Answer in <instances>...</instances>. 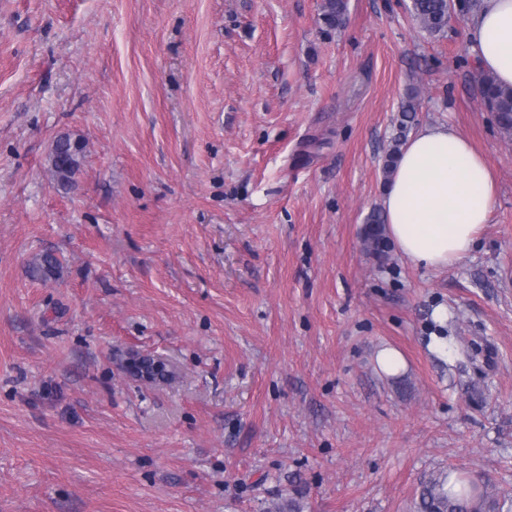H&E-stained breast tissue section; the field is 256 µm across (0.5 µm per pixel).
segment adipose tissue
<instances>
[{
  "label": "adipose tissue",
  "mask_w": 512,
  "mask_h": 512,
  "mask_svg": "<svg viewBox=\"0 0 512 512\" xmlns=\"http://www.w3.org/2000/svg\"><path fill=\"white\" fill-rule=\"evenodd\" d=\"M467 37L479 68L512 88V0H484ZM495 195L494 171L470 140L445 124L426 126L406 142L383 189L386 229L413 264L447 268L474 247Z\"/></svg>",
  "instance_id": "adipose-tissue-1"
}]
</instances>
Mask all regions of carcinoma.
Returning a JSON list of instances; mask_svg holds the SVG:
<instances>
[{"label":"carcinoma","instance_id":"cac0c4a2","mask_svg":"<svg viewBox=\"0 0 512 512\" xmlns=\"http://www.w3.org/2000/svg\"><path fill=\"white\" fill-rule=\"evenodd\" d=\"M458 5L474 11L480 9L481 0H412L411 12L423 30L438 35L448 27ZM346 15L347 0H322L320 20L326 29L342 27ZM479 86L485 107L495 114L499 127L512 134V88L500 87L489 73L479 75ZM85 152L86 143L81 139H57L53 142L49 164L59 187L67 189L72 186ZM365 224L367 240L371 242L374 254L380 257L386 247L381 212H370ZM59 269V259L46 252L33 264L31 273L49 278ZM417 508L418 512H512V496L500 495L486 485L467 481L450 468L446 473L439 472L430 476L421 484Z\"/></svg>","mask_w":512,"mask_h":512}]
</instances>
